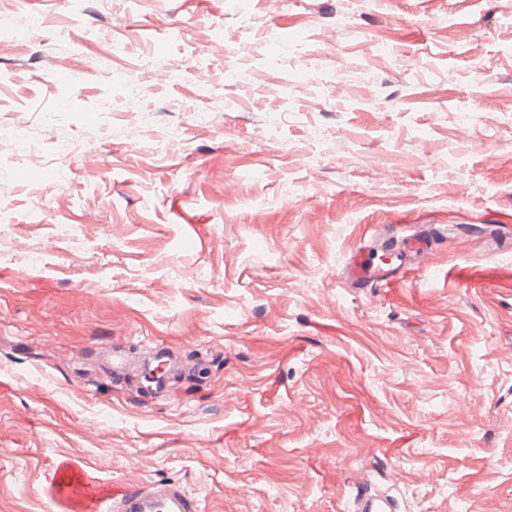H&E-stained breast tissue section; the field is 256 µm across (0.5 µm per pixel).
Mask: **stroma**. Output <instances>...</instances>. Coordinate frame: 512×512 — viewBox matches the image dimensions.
<instances>
[{"label":"stroma","mask_w":512,"mask_h":512,"mask_svg":"<svg viewBox=\"0 0 512 512\" xmlns=\"http://www.w3.org/2000/svg\"><path fill=\"white\" fill-rule=\"evenodd\" d=\"M0 512L81 455L201 512H512V0H0ZM38 171L47 193L25 180ZM375 224L438 234L346 287ZM172 350L167 400L129 386ZM427 224H401L376 226L364 236L350 252L344 271L345 284L349 288H392L405 282L419 271L418 261L424 256L429 241ZM389 227H399L388 229ZM398 233H402L398 237ZM390 237L396 239L398 250L389 263L380 262L376 255L385 251ZM377 260V261H376ZM354 512H396V500L387 493L372 491L370 485H365L354 499Z\"/></svg>","instance_id":"1"}]
</instances>
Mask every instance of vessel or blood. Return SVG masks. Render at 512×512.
<instances>
[{
    "mask_svg": "<svg viewBox=\"0 0 512 512\" xmlns=\"http://www.w3.org/2000/svg\"><path fill=\"white\" fill-rule=\"evenodd\" d=\"M429 241L426 225H401L399 230L376 226L351 251L344 271L351 288H391L418 272V261ZM54 501L68 512H200L197 499L168 482L125 487L97 476L80 459L56 464L52 475ZM353 512H397L389 494L363 486L354 499Z\"/></svg>",
    "mask_w": 512,
    "mask_h": 512,
    "instance_id": "obj_1",
    "label": "vessel or blood"
}]
</instances>
